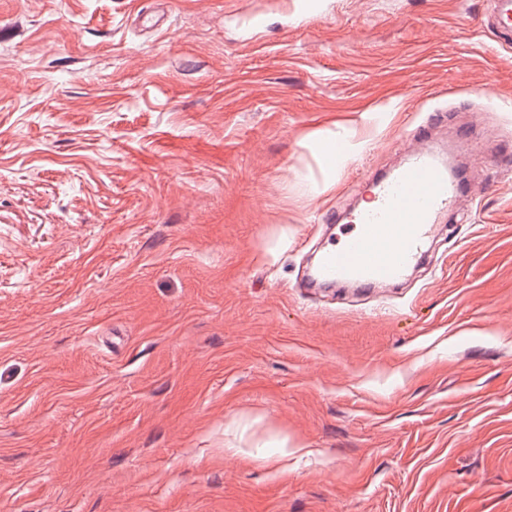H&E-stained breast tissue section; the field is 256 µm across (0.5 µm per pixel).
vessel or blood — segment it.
I'll use <instances>...</instances> for the list:
<instances>
[{
	"label": "vessel or blood",
	"mask_w": 512,
	"mask_h": 512,
	"mask_svg": "<svg viewBox=\"0 0 512 512\" xmlns=\"http://www.w3.org/2000/svg\"><path fill=\"white\" fill-rule=\"evenodd\" d=\"M490 21L500 40L512 42V0H491ZM416 140L399 166L370 179L371 206L362 208L342 239L321 254L310 284L394 285L419 264L424 242L464 187L428 128L419 129Z\"/></svg>",
	"instance_id": "1"
}]
</instances>
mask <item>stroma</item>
<instances>
[{
  "instance_id": "1",
  "label": "stroma",
  "mask_w": 512,
  "mask_h": 512,
  "mask_svg": "<svg viewBox=\"0 0 512 512\" xmlns=\"http://www.w3.org/2000/svg\"><path fill=\"white\" fill-rule=\"evenodd\" d=\"M323 2L0 0V512H512V45ZM443 114L427 263L303 293Z\"/></svg>"
}]
</instances>
